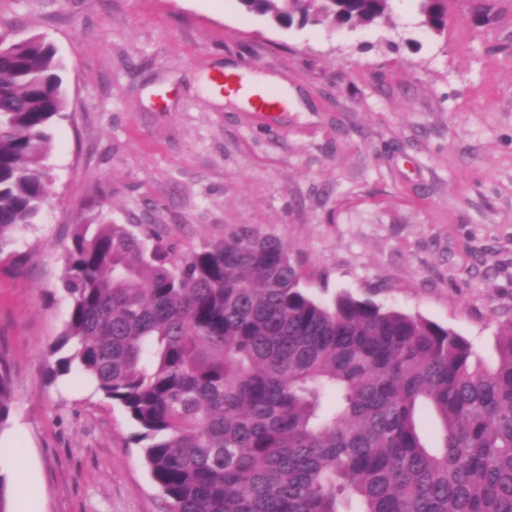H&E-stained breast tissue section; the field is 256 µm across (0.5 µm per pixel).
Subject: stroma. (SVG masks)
Wrapping results in <instances>:
<instances>
[{
  "label": "stroma",
  "instance_id": "35a3bbf8",
  "mask_svg": "<svg viewBox=\"0 0 512 512\" xmlns=\"http://www.w3.org/2000/svg\"><path fill=\"white\" fill-rule=\"evenodd\" d=\"M416 0L366 26L282 28L238 0H0V32L56 48L67 92L50 194L0 253V354L13 380L7 512H166L136 425L78 371L50 378L78 224H149L179 255L256 232L341 294L434 321L485 364L512 320V0ZM288 85L255 119L205 81L232 66ZM423 25L431 32L441 33L448 28V0H417Z\"/></svg>",
  "mask_w": 512,
  "mask_h": 512
}]
</instances>
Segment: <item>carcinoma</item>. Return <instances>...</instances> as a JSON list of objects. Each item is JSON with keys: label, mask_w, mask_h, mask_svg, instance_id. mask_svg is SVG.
<instances>
[{"label": "carcinoma", "mask_w": 512, "mask_h": 512, "mask_svg": "<svg viewBox=\"0 0 512 512\" xmlns=\"http://www.w3.org/2000/svg\"><path fill=\"white\" fill-rule=\"evenodd\" d=\"M448 28V0H418ZM276 25L383 18L390 0H239ZM53 45L0 35V253L48 197L66 91ZM279 241L177 256L150 226L78 224L51 368L138 427L166 512H512V320L493 365L431 320L300 288ZM0 354V425L12 406ZM429 409L433 439L418 424Z\"/></svg>", "instance_id": "cac0c4a2"}]
</instances>
